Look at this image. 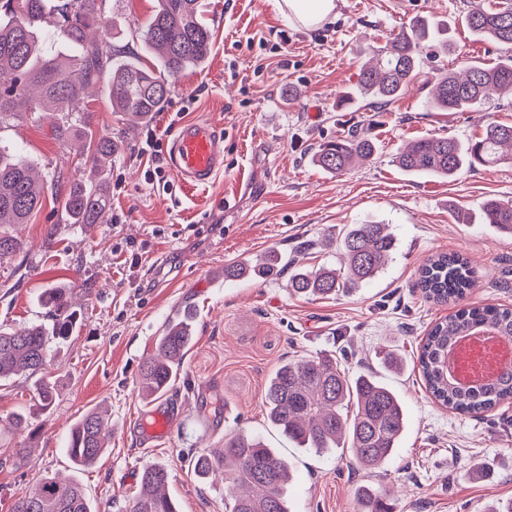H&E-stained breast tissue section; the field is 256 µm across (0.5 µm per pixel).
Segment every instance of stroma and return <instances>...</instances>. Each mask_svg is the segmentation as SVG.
I'll use <instances>...</instances> for the list:
<instances>
[{
    "label": "stroma",
    "mask_w": 512,
    "mask_h": 512,
    "mask_svg": "<svg viewBox=\"0 0 512 512\" xmlns=\"http://www.w3.org/2000/svg\"><path fill=\"white\" fill-rule=\"evenodd\" d=\"M480 0H338L335 20L305 31L282 0H204L213 39L206 63L186 71L150 124L113 111L93 91L73 129L36 111L0 127V144L21 146L54 181L30 223L11 227L22 247L0 258V326L45 319L44 289H75L77 328L57 351L49 412H40L31 381L0 385V416L28 411L32 431L0 435V512L45 476L79 481L96 512H131L140 475L150 464L169 472L179 512H224L228 485L194 474L195 455L223 448L238 431L262 436L294 469L290 512H358L357 490H379L393 512H489L512 498V404L477 416L455 413L426 390L417 355L430 328L453 313L427 300L418 270L438 252L468 256L474 285L467 302L512 307V236L483 223L489 198L512 200V164L480 166L450 180L405 175L401 147L422 137L467 139L483 124H512V97L475 112H437L427 105L437 63L426 59L409 90L377 109L357 102L336 109L358 81L359 52L425 18L448 32L444 65L497 62L501 49L476 40L464 18ZM157 0H103L105 49L154 65L143 37ZM211 123L224 146V168L205 187L182 185L172 170L146 183L139 150L147 130L170 149L182 124ZM369 133L372 160L342 176L311 157L327 141ZM125 149L107 168L110 207L103 223H69L63 200L98 137ZM365 220L389 223L397 249L385 271L353 292L295 295L287 275L225 278V266L278 250L306 266L339 264L327 235ZM196 314V340L165 399L177 412L160 446H142L133 430L149 402L138 393L142 365L165 324L179 311ZM394 350L406 368L379 359ZM336 358L349 375L369 373L392 387L407 409L395 455L372 474L352 469L350 452L319 457L295 447L270 425L263 406L269 375L281 363ZM112 421L108 451L76 471L64 444L89 409ZM22 459H14L15 449Z\"/></svg>",
    "instance_id": "stroma-1"
}]
</instances>
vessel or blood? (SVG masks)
<instances>
[{
	"mask_svg": "<svg viewBox=\"0 0 512 512\" xmlns=\"http://www.w3.org/2000/svg\"><path fill=\"white\" fill-rule=\"evenodd\" d=\"M169 161L187 185L212 182L224 165V150L213 126L202 121L180 126L172 141ZM172 416L171 405L158 404L136 426L140 441L148 445L165 438Z\"/></svg>",
	"mask_w": 512,
	"mask_h": 512,
	"instance_id": "vessel-or-blood-1",
	"label": "vessel or blood"
}]
</instances>
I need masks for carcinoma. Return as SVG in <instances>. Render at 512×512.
<instances>
[{"instance_id": "obj_1", "label": "carcinoma", "mask_w": 512, "mask_h": 512, "mask_svg": "<svg viewBox=\"0 0 512 512\" xmlns=\"http://www.w3.org/2000/svg\"><path fill=\"white\" fill-rule=\"evenodd\" d=\"M52 0H0V126L20 121L41 108L69 113L83 100L87 87L105 86L112 108L142 123L161 111L171 88L190 68L202 66L210 53L212 33L202 17L200 0H158L144 35L157 67L146 69L102 48L107 23L103 0H57L61 24L46 33L43 22ZM478 38L512 51V0H491L465 16ZM448 50L447 32L420 19L406 30L392 33L386 44L370 52L361 65L354 92L358 97L386 104L404 94L420 75L421 56ZM503 93L512 94V54L489 66L470 60L458 72L432 77L428 104L443 112H466ZM373 141L352 135L320 146L312 162L340 176L357 160L369 159ZM122 143L110 135L98 138L84 167L99 168L120 154ZM512 163V124L489 122L477 136L427 137L395 156L409 176L448 179L478 166ZM48 183L34 174V166L19 148L0 145V258L20 249L6 227L28 223L42 205ZM109 191L101 179L73 181L63 201L71 224H100L109 207ZM482 219L512 233V200L490 199ZM395 241L387 225L366 221L346 228L340 242V268H295L270 251L253 260L224 267L226 279H262L283 268L291 273L288 286L302 296L321 297L356 289L375 278L390 263ZM473 286L467 259L454 254L432 256L421 269L419 287L435 302L461 300ZM70 288H47L43 305L52 324L32 323L0 327V381L24 376L34 381L40 410L53 404L55 377L47 369L52 345L76 328ZM487 326L512 338V309L461 307L427 333L418 356L426 389L441 405L460 414H481L512 402V367L479 388L448 380L444 360L461 336ZM195 340L190 310L169 321L160 336L157 356L143 365L140 393L145 399L166 394L176 381L184 356ZM264 405L268 421L299 447L318 455L348 447L356 464L374 469L390 460L406 428V411L397 392L373 375L348 377L329 357L291 360L267 380ZM110 417L91 409L77 421L67 439V455L76 469L90 467L106 452L111 436ZM224 471L230 484L225 512H288L287 484L291 465L258 435L238 433L226 439L224 452L201 454L194 473L205 479ZM167 468L151 464L141 474L140 491L132 512H179L165 492ZM360 512H390L386 499L370 487L358 492ZM14 512H93L83 487L72 480L46 477L21 497Z\"/></svg>"}]
</instances>
